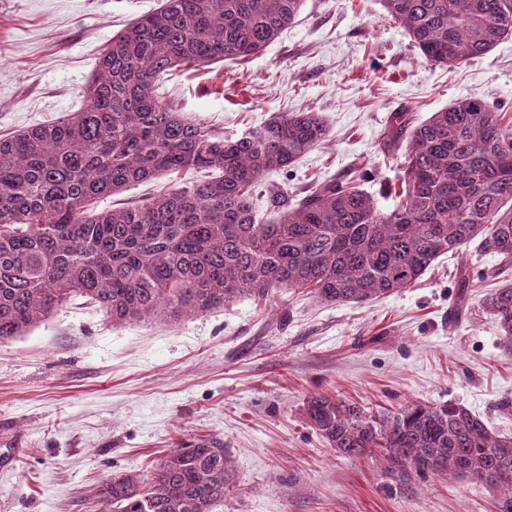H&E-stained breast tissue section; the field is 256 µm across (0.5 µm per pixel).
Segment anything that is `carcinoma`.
<instances>
[{
  "label": "carcinoma",
  "instance_id": "1",
  "mask_svg": "<svg viewBox=\"0 0 512 512\" xmlns=\"http://www.w3.org/2000/svg\"><path fill=\"white\" fill-rule=\"evenodd\" d=\"M304 0H164L124 26L99 54L66 118L0 138V339L22 336L74 297L121 325L199 315L242 294L260 300L308 288L331 303H365L415 284L441 256L477 240L512 259V121L463 98L415 125L391 115L384 144H407L396 207L379 210L365 173L318 183L295 202L268 194L277 221L254 204L261 176L321 144L316 112L276 115L235 140L189 121L155 94L173 70L245 60L294 24ZM429 61L460 65L512 36V0H381ZM188 185L137 205L96 211L167 172ZM475 287L458 274L459 308ZM482 305L512 353V287ZM305 413L331 450L380 452L388 469L470 476L504 493L512 512V436L468 409L415 403L373 414L323 393ZM233 474L224 441H181L149 475L115 471L100 512H212Z\"/></svg>",
  "mask_w": 512,
  "mask_h": 512
}]
</instances>
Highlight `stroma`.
I'll return each mask as SVG.
<instances>
[{"label":"stroma","mask_w":512,"mask_h":512,"mask_svg":"<svg viewBox=\"0 0 512 512\" xmlns=\"http://www.w3.org/2000/svg\"><path fill=\"white\" fill-rule=\"evenodd\" d=\"M161 0H0V137L83 104L96 59ZM156 93L191 121L238 138L272 115L311 111L325 142L268 191L296 196L360 166L378 209L395 201L405 147L384 145L392 113L427 119L476 96L512 113V38L454 67L427 61L379 0H305L259 54L176 71ZM479 279L455 319L456 273ZM512 268L476 246L441 256L411 288L367 304L307 289L241 295L202 315L112 324L75 299L0 339V512H97L113 470L150 472L179 441L214 437L233 480L214 512H499L501 491L468 476L401 477L376 453L326 447L304 413L313 392L393 412L461 404L512 434V356L481 302Z\"/></svg>","instance_id":"1"}]
</instances>
